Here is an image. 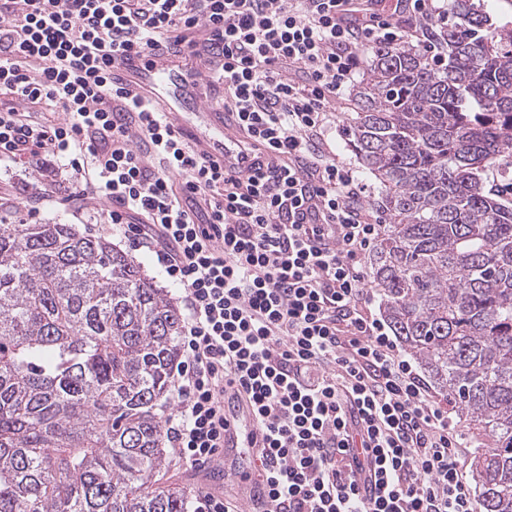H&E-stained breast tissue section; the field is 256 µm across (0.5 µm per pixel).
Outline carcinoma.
I'll list each match as a JSON object with an SVG mask.
<instances>
[{
	"label": "carcinoma",
	"instance_id": "1",
	"mask_svg": "<svg viewBox=\"0 0 512 512\" xmlns=\"http://www.w3.org/2000/svg\"><path fill=\"white\" fill-rule=\"evenodd\" d=\"M434 50L378 45L349 146L377 181L384 317L488 442L479 512H512V21L448 0ZM169 292L105 236L0 224V512H191L163 419L181 352Z\"/></svg>",
	"mask_w": 512,
	"mask_h": 512
}]
</instances>
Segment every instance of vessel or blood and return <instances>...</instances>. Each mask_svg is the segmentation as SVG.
<instances>
[{
  "label": "vessel or blood",
  "mask_w": 512,
  "mask_h": 512,
  "mask_svg": "<svg viewBox=\"0 0 512 512\" xmlns=\"http://www.w3.org/2000/svg\"><path fill=\"white\" fill-rule=\"evenodd\" d=\"M120 83L130 94L148 98L156 108L167 112L179 130H192L201 151L232 165L241 138L234 121L215 126L213 110L199 97L201 77L182 67L178 57L161 53L152 58L135 54L119 64ZM224 429V456L231 459L225 480L237 485L241 502L250 505L257 493L251 462L261 446L255 417L246 405L227 410Z\"/></svg>",
  "instance_id": "b4317fda"
}]
</instances>
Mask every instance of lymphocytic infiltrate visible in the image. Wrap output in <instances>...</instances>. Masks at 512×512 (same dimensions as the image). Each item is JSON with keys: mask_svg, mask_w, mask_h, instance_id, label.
<instances>
[{"mask_svg": "<svg viewBox=\"0 0 512 512\" xmlns=\"http://www.w3.org/2000/svg\"><path fill=\"white\" fill-rule=\"evenodd\" d=\"M385 2L0 0V165L40 173L49 201L72 171L155 255L186 310L168 436L211 463L225 400L248 399L263 512H476L450 409L371 310L367 186L326 141L361 51L445 16ZM196 48L246 134L230 168L112 75Z\"/></svg>", "mask_w": 512, "mask_h": 512, "instance_id": "obj_1", "label": "lymphocytic infiltrate"}]
</instances>
